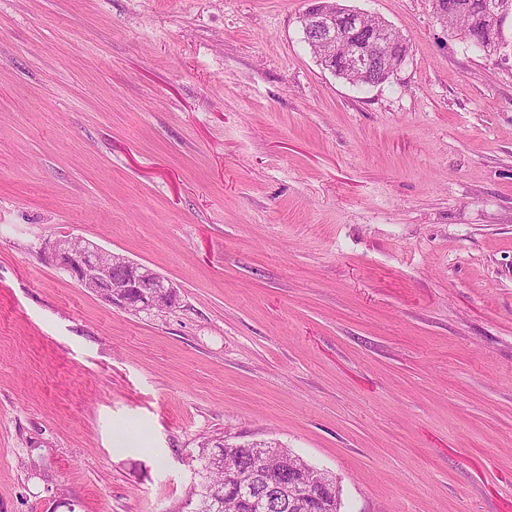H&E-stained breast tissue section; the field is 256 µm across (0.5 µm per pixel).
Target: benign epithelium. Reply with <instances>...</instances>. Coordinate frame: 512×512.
I'll return each instance as SVG.
<instances>
[{
	"instance_id": "7a95c632",
	"label": "benign epithelium",
	"mask_w": 512,
	"mask_h": 512,
	"mask_svg": "<svg viewBox=\"0 0 512 512\" xmlns=\"http://www.w3.org/2000/svg\"><path fill=\"white\" fill-rule=\"evenodd\" d=\"M363 15L350 9L342 20L351 25L352 40L343 56L344 67L368 74L378 66L384 39L380 29L367 33L356 25ZM301 24L318 36L323 51L335 55L332 11L312 5L300 17ZM40 260L53 268L66 272L77 285L111 305L131 313H162L176 307L177 291L174 284L154 269L130 260L128 257L102 248L96 243L71 235H59L44 240ZM203 467L214 470L224 467V452L215 446L204 453ZM310 481L294 490L295 505L307 512L322 498L340 495L336 480L326 471L309 467ZM283 470H271L261 476L270 490H288L283 482ZM224 496L246 498L256 512H269L270 499L256 486L246 483L227 484Z\"/></svg>"
}]
</instances>
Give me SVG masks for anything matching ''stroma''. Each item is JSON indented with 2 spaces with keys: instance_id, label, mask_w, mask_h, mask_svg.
Returning a JSON list of instances; mask_svg holds the SVG:
<instances>
[{
  "instance_id": "1",
  "label": "stroma",
  "mask_w": 512,
  "mask_h": 512,
  "mask_svg": "<svg viewBox=\"0 0 512 512\" xmlns=\"http://www.w3.org/2000/svg\"><path fill=\"white\" fill-rule=\"evenodd\" d=\"M347 4L408 44L384 84L322 68L311 0H0V512H193L222 439L341 512H512V18L489 57L434 0ZM40 260L80 288L131 313H162L177 304L174 284L154 269L71 235L44 240ZM308 470L294 472L290 477V483L301 484L310 481L297 489L293 488L290 484L288 486L283 482L284 470H271L265 471L261 476V481L264 486L270 490H284L294 491L296 501L294 504L301 510H309L316 506L318 501L322 498L336 495L340 497V489L336 480L326 471L319 470L312 465L308 466Z\"/></svg>"
}]
</instances>
